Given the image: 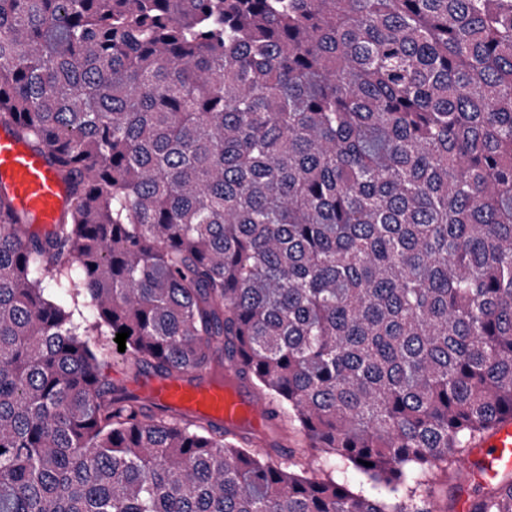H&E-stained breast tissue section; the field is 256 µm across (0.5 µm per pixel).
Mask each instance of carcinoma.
Here are the masks:
<instances>
[{
    "instance_id": "1",
    "label": "carcinoma",
    "mask_w": 512,
    "mask_h": 512,
    "mask_svg": "<svg viewBox=\"0 0 512 512\" xmlns=\"http://www.w3.org/2000/svg\"><path fill=\"white\" fill-rule=\"evenodd\" d=\"M2 124L70 206L0 192V512H431L512 419V0H0ZM125 328L321 456L126 393ZM91 349L98 354L103 353L107 362L102 367V374L117 385L131 389V384L146 366H136L119 356L112 355L111 336H85ZM134 393V392H133Z\"/></svg>"
}]
</instances>
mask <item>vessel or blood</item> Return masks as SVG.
Instances as JSON below:
<instances>
[{
    "mask_svg": "<svg viewBox=\"0 0 512 512\" xmlns=\"http://www.w3.org/2000/svg\"><path fill=\"white\" fill-rule=\"evenodd\" d=\"M0 190L15 210L28 216L40 233L52 231L66 211L69 192L46 152L0 126ZM140 396L175 417L212 422L231 433H262L271 423L272 403L259 398L240 379L234 364L208 373L163 377L139 383ZM478 446V471L484 482L512 471V421L500 423Z\"/></svg>",
    "mask_w": 512,
    "mask_h": 512,
    "instance_id": "1",
    "label": "vessel or blood"
}]
</instances>
